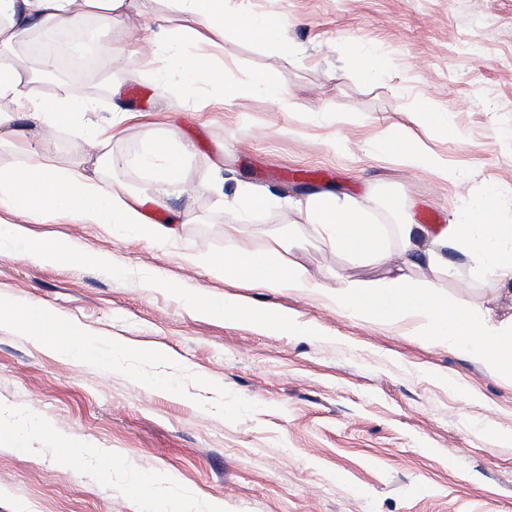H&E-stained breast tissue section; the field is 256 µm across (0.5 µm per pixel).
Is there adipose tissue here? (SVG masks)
<instances>
[{"instance_id": "obj_1", "label": "adipose tissue", "mask_w": 512, "mask_h": 512, "mask_svg": "<svg viewBox=\"0 0 512 512\" xmlns=\"http://www.w3.org/2000/svg\"><path fill=\"white\" fill-rule=\"evenodd\" d=\"M171 2L175 11L191 20V27L175 30L164 19L152 18L139 56L130 63L133 71L149 68L162 79L175 83L171 108L205 104L209 91L225 103L239 97L240 85L228 71L216 69L212 58L200 51L210 34L230 29L270 50L286 48L289 22L281 15L229 12L224 8V0ZM136 7L137 0H0V98L11 99L16 106L15 111L0 113V139L21 152L30 151V141L20 137L16 127L17 116L22 113L42 132L68 126L93 148L106 147L119 134L122 122L132 118V111L113 102V118L89 126L82 121L83 113L92 109L88 101L70 96L47 101L32 98V74L14 47L22 36L38 33L49 25L75 28L91 14L111 23ZM448 122L445 113L429 109L400 113L388 133L371 140V153L394 158L403 167L429 173L442 181L457 183L460 174L448 159L410 131L411 126H422L439 138L447 135ZM190 152V144L173 131L160 132L143 144L138 161L151 182L146 197L95 179L79 165L66 170L43 162L0 167V210L19 218L15 224H0V243L20 247L25 258L35 264L89 259L101 266L110 265L109 255L89 253L67 239L35 238L29 233V225L68 217L82 224H110L147 241L166 244L174 238L179 225L190 219V209L178 207V200L193 199L197 193L184 168ZM148 202L164 210L166 222L154 223L146 218L143 206ZM496 209L497 192L490 186L480 200L462 203L455 223L438 227L398 224L400 248L396 257L402 271L376 283L324 287L305 266L289 259V246L277 236L271 237L260 252L240 246L220 255L189 254L185 260L202 266L213 277L236 281L245 288L282 287L318 293L326 306L366 322L395 325L412 321L413 333L421 340L461 347L481 361L508 369L512 367V353L503 349L500 339L512 335V316L495 321L470 307L443 302L434 287L408 274L409 269L423 265L447 269L448 252L455 249L502 291L512 290V225L497 223ZM302 210L326 249L381 263L394 257L384 246L381 225L376 224L364 202L322 190L307 196ZM184 301L191 311L230 324L250 323L266 331L305 336L320 334L316 325L300 321L285 309L261 307L237 294H188ZM0 319L54 354L72 353L82 363L99 360L96 349L82 338L76 324L63 320L43 305L0 297Z\"/></svg>"}]
</instances>
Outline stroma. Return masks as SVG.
Wrapping results in <instances>:
<instances>
[{
    "instance_id": "stroma-1",
    "label": "stroma",
    "mask_w": 512,
    "mask_h": 512,
    "mask_svg": "<svg viewBox=\"0 0 512 512\" xmlns=\"http://www.w3.org/2000/svg\"><path fill=\"white\" fill-rule=\"evenodd\" d=\"M229 11L279 14L291 22L293 53L225 31L205 54L227 66L243 92L195 117L171 111L174 85L150 71L112 85L139 119L109 147L136 154L154 135L176 129L192 144L188 176L201 184L192 220L159 248L97 224L59 219L34 224L37 237H61L109 254L111 266H34L0 246V296L48 305L97 340L101 363L78 365L38 348L0 322V512H512V373L466 350L424 344L401 329L341 315L280 288L257 302L288 308L322 334L266 332L227 324L184 307L180 293L224 295L236 282L211 277L181 254H219L232 243L259 251L270 236L296 237L290 257L324 284L375 281L383 265L356 264L312 238L310 225L281 209L242 218L225 202L239 184L302 200L332 190L375 206L390 249L399 241L385 204L404 198L412 223L448 224L462 200L485 183L499 196V221L512 225V0H224ZM388 58L363 73L353 45ZM287 82L285 108L272 111L251 89L254 74ZM451 116L432 148L467 174L458 187L374 160L365 142L397 113L420 106ZM328 113L320 126L315 115ZM344 140L333 148L334 140ZM50 160L84 163L106 181L137 189L134 168H111L67 127ZM237 225L235 240L224 227ZM448 272L412 270L442 298L474 308L512 310L464 255ZM156 273L165 288L145 287ZM127 345L112 353V338ZM166 349L183 371L150 360ZM115 360L112 370L103 364ZM166 388H153L155 379ZM84 445L73 456L55 435Z\"/></svg>"
}]
</instances>
